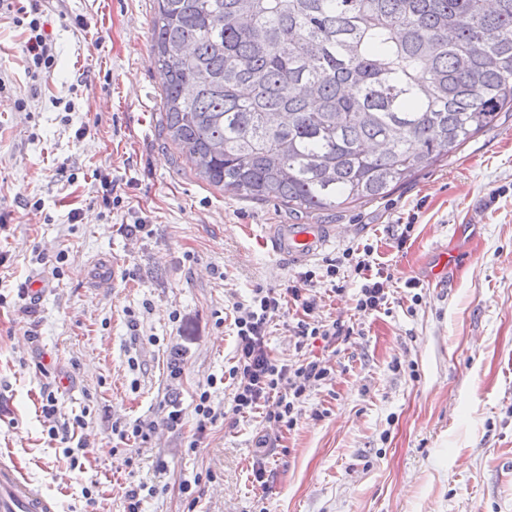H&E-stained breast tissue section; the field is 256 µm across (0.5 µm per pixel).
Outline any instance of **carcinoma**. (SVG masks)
Here are the masks:
<instances>
[{"label":"carcinoma","instance_id":"1","mask_svg":"<svg viewBox=\"0 0 512 512\" xmlns=\"http://www.w3.org/2000/svg\"><path fill=\"white\" fill-rule=\"evenodd\" d=\"M195 176L309 215L384 198L512 109V0H155Z\"/></svg>","mask_w":512,"mask_h":512}]
</instances>
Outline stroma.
<instances>
[{"instance_id": "stroma-1", "label": "stroma", "mask_w": 512, "mask_h": 512, "mask_svg": "<svg viewBox=\"0 0 512 512\" xmlns=\"http://www.w3.org/2000/svg\"><path fill=\"white\" fill-rule=\"evenodd\" d=\"M38 6L55 55L46 80L0 16V460L58 512H127L123 491L140 485L141 512H512V112L385 198L313 216L336 234L296 263L261 242L291 223L284 207L209 185L165 142L154 0ZM367 245L391 275L387 309L301 349L274 320L272 356L329 360L332 378L292 428L235 414L234 302L312 270L317 318L349 321L355 287L333 292L326 262ZM447 249L457 265L431 279ZM212 377L220 416L199 439L195 393ZM50 392L64 444L41 411ZM172 400L184 419L169 428ZM139 419L159 423L148 440L112 430Z\"/></svg>"}]
</instances>
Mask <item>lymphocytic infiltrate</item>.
I'll use <instances>...</instances> for the list:
<instances>
[{"instance_id": "obj_1", "label": "lymphocytic infiltrate", "mask_w": 512, "mask_h": 512, "mask_svg": "<svg viewBox=\"0 0 512 512\" xmlns=\"http://www.w3.org/2000/svg\"><path fill=\"white\" fill-rule=\"evenodd\" d=\"M16 10L21 15L28 32L26 59L28 67L38 74H50L54 64L53 47L44 31L38 11L14 8L11 0H0V10ZM372 250L345 249L341 256L327 260L326 275L334 278L347 273L358 284L355 296V313L365 319L380 312L388 302L387 277L372 269ZM314 271L297 276L284 288H253L245 301L235 303L236 355L229 370L234 383L233 403L236 412L247 414L263 412L266 422L278 427H292L293 414L306 397L307 391L317 382L331 377V368L323 359H303L295 364H283L272 357L265 338L270 323L284 315L288 306H295L299 316L291 327L298 339L320 336L327 342L350 337L353 327L342 320L326 322L315 319L318 307L314 291ZM276 399L277 407L264 411L269 399Z\"/></svg>"}]
</instances>
